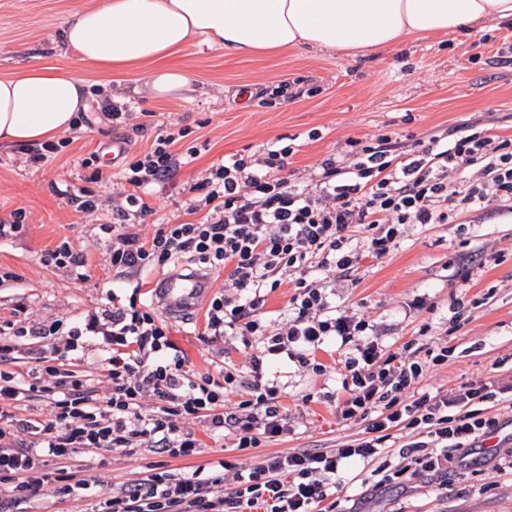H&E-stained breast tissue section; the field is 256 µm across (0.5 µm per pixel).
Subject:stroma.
<instances>
[{
  "mask_svg": "<svg viewBox=\"0 0 512 512\" xmlns=\"http://www.w3.org/2000/svg\"><path fill=\"white\" fill-rule=\"evenodd\" d=\"M92 0H0V75L32 60L52 64L63 48L59 24L65 13ZM180 64L194 77L203 95L190 99H157L132 74L115 72L107 83L129 109L148 113L144 130L113 128L96 113L91 125L79 126L73 143L41 165L31 164L24 144H0V219L26 211L20 237L0 241V267L13 272L0 283V317L9 318L16 302L28 305L27 318H73L98 309L105 291L116 282L109 246L99 225L112 221V176L121 169L112 159V142L131 139L132 152L148 149L159 126L189 128L179 144L187 149L206 144V151L179 168L161 186L148 188L152 224L184 221L189 197L184 189L224 157L261 150L276 138H292L291 166L304 169L328 156L341 155L350 137L387 134L414 146L431 134L466 121H481L512 138V26L491 24L481 38L450 34L352 60L333 52L297 51L285 57L254 58L187 47ZM286 82L287 97L272 108L240 102L246 86ZM316 95H309V88ZM98 152L101 178L91 181L82 162ZM95 196L98 210L88 217L69 203L68 194ZM83 254L91 278L81 282L69 271L44 266L41 255L62 240ZM423 308H414L418 296ZM481 306H474V299ZM336 302L368 313L395 347L417 338L429 327L430 339L448 342L454 351L447 363L430 369L423 391L455 392L462 386L495 380L512 383V213L466 214L449 224H430L405 239L381 262L365 261L354 286H340ZM464 315L459 329L450 319L455 307ZM172 339L195 371L206 373L223 360L243 365L239 350L216 356L202 336L203 314L170 320ZM334 349L317 354L325 374L300 369L288 377L282 403L294 415L292 431L249 449L253 460L301 448L331 447L362 437L366 422L346 423L337 416L342 399L340 377L333 371ZM309 403H302L303 395ZM497 433L480 438L462 469L447 476H422L404 489L379 487L371 467L353 466L336 491L342 508L353 499L367 500L366 512H512V407L496 410ZM202 454L165 459L144 454L128 459L113 454H83L71 464L97 476L101 492L158 465L181 471L217 459L218 444L201 433Z\"/></svg>",
  "mask_w": 512,
  "mask_h": 512,
  "instance_id": "35a3bbf8",
  "label": "stroma"
}]
</instances>
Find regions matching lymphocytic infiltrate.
Wrapping results in <instances>:
<instances>
[{"instance_id":"f902f5d3","label":"lymphocytic infiltrate","mask_w":512,"mask_h":512,"mask_svg":"<svg viewBox=\"0 0 512 512\" xmlns=\"http://www.w3.org/2000/svg\"><path fill=\"white\" fill-rule=\"evenodd\" d=\"M182 136L159 130L112 179L115 220L99 231L122 285L107 290L105 304L67 323L49 317L23 325L20 304L13 318L0 319V512L49 490L80 496L97 486L96 477L64 465L81 452L199 455L203 444L187 428L192 421L226 440L234 457L127 480L90 512H338L336 486L355 464L380 460L383 484L397 488L453 464L465 467V447L499 428L489 411L500 404L501 388L485 383L409 398L430 368L447 362L448 346L411 340L391 349L368 317L337 306L336 284L426 225L491 206L511 211L512 139L479 122L431 135L418 151L388 135L350 138L342 156L291 174L294 149L279 138L206 169L188 187L187 221L139 232L153 213L143 189L198 153L177 152ZM184 259L223 271L203 333L240 347L247 368L194 372L146 301L142 274L171 271ZM285 284L294 290L285 310L266 318L268 294ZM24 336L48 340L52 354L23 375L12 364L15 340ZM87 341L105 354V381L74 369ZM330 344L346 393L340 418L366 421L365 436L245 461L243 451L291 430L280 365L307 367ZM36 397L50 400L48 416L20 417L21 402ZM396 428L414 439L398 451L402 464L392 466L385 458ZM52 459L60 468L49 469Z\"/></svg>"}]
</instances>
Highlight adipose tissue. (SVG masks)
Returning a JSON list of instances; mask_svg holds the SVG:
<instances>
[{"mask_svg": "<svg viewBox=\"0 0 512 512\" xmlns=\"http://www.w3.org/2000/svg\"><path fill=\"white\" fill-rule=\"evenodd\" d=\"M512 22V0H94L60 23L66 52L103 75L134 74L158 97L187 96L173 60L210 51L278 56L335 51L355 57L438 34H478ZM86 80L62 62L0 76V142L35 144L68 131L87 107Z\"/></svg>", "mask_w": 512, "mask_h": 512, "instance_id": "ef3b65f1", "label": "adipose tissue"}]
</instances>
